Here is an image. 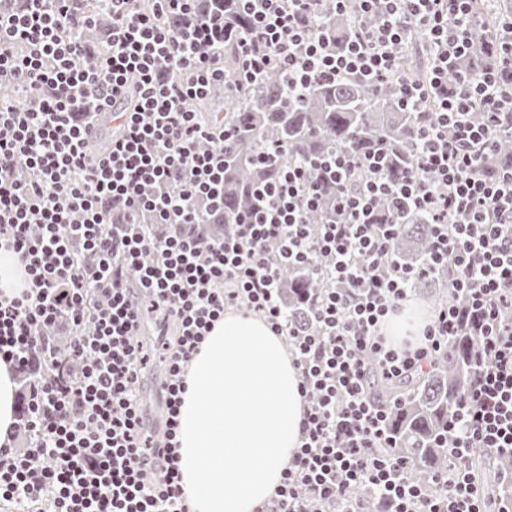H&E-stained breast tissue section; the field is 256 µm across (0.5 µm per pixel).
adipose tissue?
<instances>
[{
  "mask_svg": "<svg viewBox=\"0 0 512 512\" xmlns=\"http://www.w3.org/2000/svg\"><path fill=\"white\" fill-rule=\"evenodd\" d=\"M419 307L389 317L392 345L416 344ZM177 465L190 512H256L296 452L305 401L283 337L248 311L228 309L186 372Z\"/></svg>",
  "mask_w": 512,
  "mask_h": 512,
  "instance_id": "obj_1",
  "label": "adipose tissue"
}]
</instances>
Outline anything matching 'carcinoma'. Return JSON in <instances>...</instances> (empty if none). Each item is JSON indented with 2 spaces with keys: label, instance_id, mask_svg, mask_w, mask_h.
<instances>
[{
  "label": "carcinoma",
  "instance_id": "carcinoma-1",
  "mask_svg": "<svg viewBox=\"0 0 512 512\" xmlns=\"http://www.w3.org/2000/svg\"><path fill=\"white\" fill-rule=\"evenodd\" d=\"M224 20L235 31L248 27V18L238 11L237 0H222ZM359 15L358 3H349L341 14L325 20L328 29V49L340 50L351 34ZM98 25L83 28L79 36L91 48L100 47L108 16L95 12ZM495 12L487 13V25L473 36L469 51L455 69L448 72V87L456 86L461 75L498 64L497 41L492 38ZM425 46L421 30L412 29L398 53L400 67L408 76L428 79V69L413 63L409 47ZM224 69L228 80L236 77L238 61L235 47L224 45ZM399 91L393 82L370 86L356 78L335 84H315L298 101L288 100V88L281 75L272 70L258 83L240 94L224 95L223 103L208 99L193 104L194 111L205 122L223 118L238 128L236 141L224 152V212L206 217L210 224H222L224 230L238 223L255 208L253 195L256 185L273 180L277 167L258 165L255 155L272 141L288 147V155L297 159H315L336 151L361 155L382 146L389 149L387 171L392 183L414 169L418 142V112L398 104ZM224 113H219L218 109ZM338 186L323 185L321 205L310 212V224H325L336 218ZM377 223L402 224L400 234L392 242L399 261L417 267L431 250L428 224L422 217L397 209L389 200L379 202ZM327 287L325 278L307 266L287 267L282 272V301L290 317L303 326L312 324V297ZM447 287L444 273L420 277L411 288L436 296V289ZM475 337L463 335L453 341L448 353L440 356L430 369L419 373L399 386L380 383L376 387L386 400L400 398L391 408L388 427L396 440L389 452L408 460L415 480L424 482L436 472L448 470V421L457 414L459 402L468 389L471 363L477 353ZM474 464L482 469L483 482L496 495L507 494L496 482V468H483L485 452L471 448Z\"/></svg>",
  "mask_w": 512,
  "mask_h": 512
}]
</instances>
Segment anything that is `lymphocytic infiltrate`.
Wrapping results in <instances>:
<instances>
[{
	"instance_id": "obj_1",
	"label": "lymphocytic infiltrate",
	"mask_w": 512,
	"mask_h": 512,
	"mask_svg": "<svg viewBox=\"0 0 512 512\" xmlns=\"http://www.w3.org/2000/svg\"><path fill=\"white\" fill-rule=\"evenodd\" d=\"M23 2L0 7V84L20 93L0 102V251L29 289L0 299V358L16 375L36 365L41 374L15 416L25 445H0V504L188 512L174 461L184 372L213 322L243 307L286 338L305 400L299 447L257 512H486L468 451L512 460V162L488 163L512 136V85L484 70L448 87L450 66L482 24L472 0H357L379 22L358 23L338 53L326 47L323 19L348 0H238L251 25L236 34L223 14L199 17L195 0H99L112 30L90 68L80 65L78 30L92 22L83 0ZM413 27L429 42L424 82L405 77L395 53ZM230 37L244 83L277 68L293 90L354 77L394 82L403 107L429 102L416 169L394 185L383 151L303 163L272 143L258 161L277 164L276 179L256 188V207L230 233L209 238L203 210L224 200V147L236 132L200 123L191 106L223 87ZM113 111L122 121L92 154L89 136ZM354 170L365 178L351 190ZM328 180L339 187L338 218L307 224ZM390 197L429 219L432 248L420 267L397 264L398 225L374 221ZM286 265L315 266L329 281L312 331L282 305ZM443 269L462 304L438 306L420 345L392 346L387 316L415 278ZM148 309L174 328L158 441L141 414ZM61 323L74 331L65 355L50 334ZM463 332L476 336L479 356L449 424V470L417 483L407 460L388 452L389 410L372 381L425 371ZM353 485L368 489L367 502L349 500Z\"/></svg>"
}]
</instances>
